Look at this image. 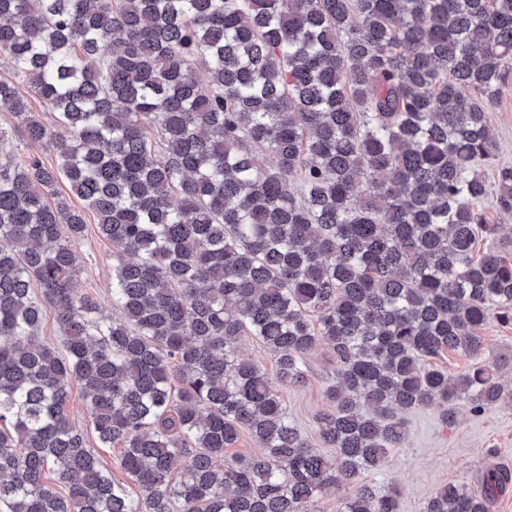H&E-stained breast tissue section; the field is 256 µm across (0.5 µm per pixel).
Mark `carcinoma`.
I'll list each match as a JSON object with an SVG mask.
<instances>
[{
  "label": "carcinoma",
  "instance_id": "carcinoma-1",
  "mask_svg": "<svg viewBox=\"0 0 512 512\" xmlns=\"http://www.w3.org/2000/svg\"><path fill=\"white\" fill-rule=\"evenodd\" d=\"M0 504L7 512H313L404 445L399 410L495 406L475 329L512 319L488 224L486 113L512 74V0H0ZM24 83L53 112L47 126ZM473 89L468 97L463 90ZM82 201L72 208L61 187ZM512 212V167L498 172ZM107 301L78 288L85 212ZM55 311L62 349L36 333ZM251 339L274 373L240 355ZM336 355L320 453L288 415ZM474 359L450 378L426 362ZM130 494L66 411L73 384ZM249 458L227 457L242 433ZM449 483L424 512H493ZM362 484L340 512H398ZM15 120L10 112L0 111V128L9 132V136H13L12 141H9L10 150L14 151L19 159H25L26 156L35 155L40 157L46 164H54L58 161V157L53 148L49 144H26L19 141L18 137L14 136L13 125Z\"/></svg>",
  "mask_w": 512,
  "mask_h": 512
}]
</instances>
